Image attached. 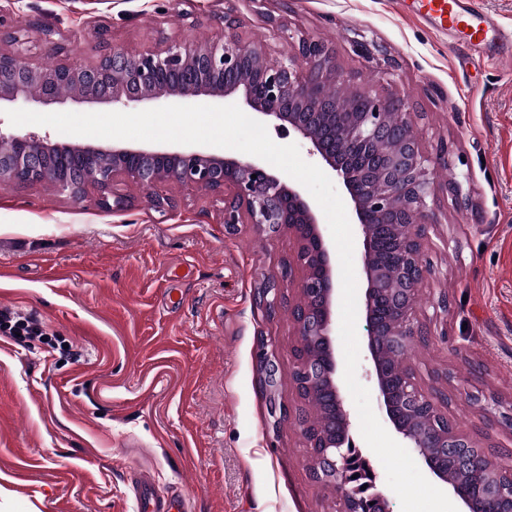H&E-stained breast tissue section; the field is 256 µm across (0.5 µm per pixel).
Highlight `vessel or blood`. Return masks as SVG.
<instances>
[{
	"label": "vessel or blood",
	"mask_w": 512,
	"mask_h": 512,
	"mask_svg": "<svg viewBox=\"0 0 512 512\" xmlns=\"http://www.w3.org/2000/svg\"><path fill=\"white\" fill-rule=\"evenodd\" d=\"M410 8L434 29L455 36L479 55L512 63V35L501 32L480 0H411ZM132 483L136 512H183L186 506L180 493L159 494L145 471H136Z\"/></svg>",
	"instance_id": "obj_1"
}]
</instances>
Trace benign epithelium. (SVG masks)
I'll list each match as a JSON object with an SVG mask.
<instances>
[{
  "label": "benign epithelium",
  "mask_w": 512,
  "mask_h": 512,
  "mask_svg": "<svg viewBox=\"0 0 512 512\" xmlns=\"http://www.w3.org/2000/svg\"><path fill=\"white\" fill-rule=\"evenodd\" d=\"M224 37L205 43L165 39L156 50L131 55L100 39L90 64L71 63L65 46L46 33L52 65L33 61L23 48L27 23L8 33L9 48L0 47V102H36L49 107L67 97L108 103L123 109L141 103L192 105L203 101L237 104L251 118L278 128L289 127L308 145L307 153L325 165L339 182L356 226L354 246L360 250L366 276L361 314L365 322L369 372L376 402L394 438L417 455L429 475L455 498L461 512H473V501L440 465V454L452 453L457 470H477L480 489L490 501L512 504V449L502 461L485 466L486 449L461 433L441 412L448 395L425 391L414 365L391 363L384 354L408 351L427 336L418 319L416 297L424 280L422 238L425 225L438 223L429 204L433 196L431 159L422 151L411 107L398 96L367 88L350 95L343 86L354 76L340 71L335 51L306 36L288 35V55L268 64L262 50L238 33L239 23L224 13ZM374 155L367 170L336 150V134ZM222 196L225 226L252 224L262 234L288 230L297 244L304 274L299 301L291 305L297 344L293 384L301 401L323 397L326 426L314 423L316 411L298 410L295 420L311 449L310 474L332 486L337 512H362L361 487L353 479L351 458L362 456L351 435L346 395L340 381L335 336L339 272L332 263V244L321 230L314 203L303 189L275 173L264 160L219 156L205 148L148 149L114 146L103 149L49 143L30 135L0 132V183L34 185L48 182L76 202L101 209H123L129 199L116 192L121 183L156 189L167 181ZM402 224L416 231L402 236ZM393 234V261L378 260L383 238ZM284 303L278 289L260 288L256 304L268 315ZM384 306L390 320L379 317Z\"/></svg>",
  "instance_id": "benign-epithelium-1"
}]
</instances>
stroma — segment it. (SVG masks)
Segmentation results:
<instances>
[{"label": "stroma", "mask_w": 512, "mask_h": 512, "mask_svg": "<svg viewBox=\"0 0 512 512\" xmlns=\"http://www.w3.org/2000/svg\"><path fill=\"white\" fill-rule=\"evenodd\" d=\"M227 11L270 62L292 33L329 43L344 72L409 101L426 154L447 141L417 297L429 338L410 360L423 389L447 392L441 410L461 432L512 448V65L461 49L399 0H0V17L30 21L28 54L46 63L45 28L89 62L103 36L128 53L218 38ZM125 192L130 206L104 210L49 184H0V310L47 333L0 335V512H135L139 468L179 488L188 512H336L299 428L270 415L271 401L301 404L296 336L288 309L268 317L255 295L273 279L297 300L301 269L280 277L293 237L227 231L211 192L177 182L162 209L151 190Z\"/></svg>", "instance_id": "1"}]
</instances>
